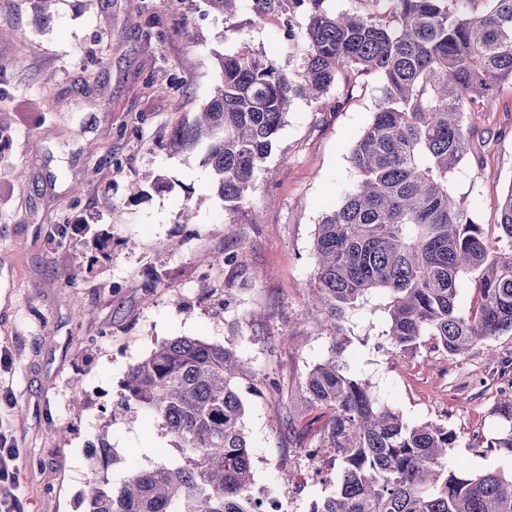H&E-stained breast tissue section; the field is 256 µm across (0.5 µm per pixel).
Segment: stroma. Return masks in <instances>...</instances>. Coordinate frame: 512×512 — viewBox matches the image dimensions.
I'll return each mask as SVG.
<instances>
[{
    "instance_id": "1",
    "label": "stroma",
    "mask_w": 512,
    "mask_h": 512,
    "mask_svg": "<svg viewBox=\"0 0 512 512\" xmlns=\"http://www.w3.org/2000/svg\"><path fill=\"white\" fill-rule=\"evenodd\" d=\"M0 19L17 33L0 41L9 129L0 142V350L10 357L0 368V433L15 449L19 512H82L98 476L86 448L99 435L123 458L107 470L115 484L124 460L143 465L168 447L156 421L131 426L111 411L129 367L177 336L237 350L254 484L286 512H310L337 476L332 467L299 483L303 451L325 422L303 392L328 349L304 315L312 242L353 184L350 150L376 108V81L348 73L320 100L296 99L249 201L227 212L199 156L170 155L165 143L210 99L218 54L245 43L300 73L303 47L282 32L304 26V15L240 0L230 32L205 0L178 13L166 0H52L43 17L34 0H0ZM467 123L475 138L453 190L493 238L512 185V85ZM160 176L171 188L156 187ZM187 186L195 216L181 224ZM228 222L238 244L225 237ZM89 227L111 233L109 256L92 258ZM231 250L237 258L225 262ZM388 302L375 290L351 313L347 364L408 422L455 432L450 468L512 473L511 456L470 446L501 426L499 389L482 381L485 346L452 358L424 338L393 351Z\"/></svg>"
}]
</instances>
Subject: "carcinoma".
Instances as JSON below:
<instances>
[{"instance_id": "1", "label": "carcinoma", "mask_w": 512, "mask_h": 512, "mask_svg": "<svg viewBox=\"0 0 512 512\" xmlns=\"http://www.w3.org/2000/svg\"><path fill=\"white\" fill-rule=\"evenodd\" d=\"M224 21L238 0H206ZM304 12L303 74L242 45L220 56L210 100L172 132L174 153H203L224 209L240 207L264 171L293 100L319 99L346 72L378 82L376 110L350 159L356 186L317 225L312 308L328 354L306 374L309 405L327 415L317 447L338 463L336 492L311 512H512V475L448 469L456 434L410 424L343 359L350 314L373 290L387 293L393 348L428 336L451 356L475 345L512 368L492 342L512 334V186L499 203L490 245L483 225L453 193L449 175L468 154L467 114L512 83V0H386L367 15L337 13L329 0H290ZM473 305L462 311V289ZM234 348L177 336L130 366L112 416L140 410L172 437L165 459L131 463L123 482L90 485L85 512H260L251 496L252 453L237 389ZM500 432L470 447L512 457V394L495 409ZM92 469L118 461L106 439Z\"/></svg>"}]
</instances>
